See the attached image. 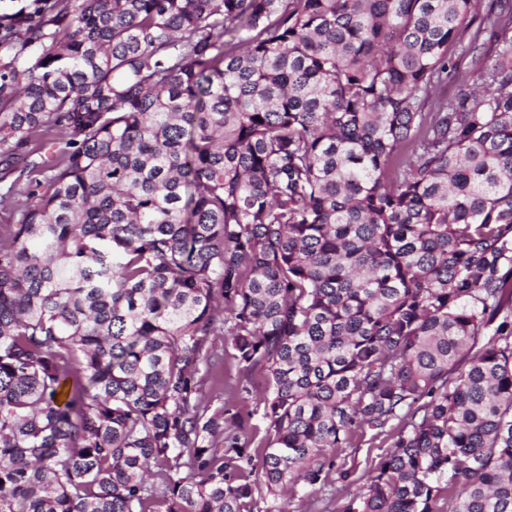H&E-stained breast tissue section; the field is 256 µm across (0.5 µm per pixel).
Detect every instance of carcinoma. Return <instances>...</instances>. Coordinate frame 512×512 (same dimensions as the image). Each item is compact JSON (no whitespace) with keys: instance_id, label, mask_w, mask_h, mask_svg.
<instances>
[{"instance_id":"cac0c4a2","label":"carcinoma","mask_w":512,"mask_h":512,"mask_svg":"<svg viewBox=\"0 0 512 512\" xmlns=\"http://www.w3.org/2000/svg\"><path fill=\"white\" fill-rule=\"evenodd\" d=\"M0 51V512H512V0H29ZM25 200L26 197L23 194L14 195L12 193L9 195L6 188L2 186V188H0V225L14 224L16 218V210L18 206ZM360 448H342L341 457L346 456L347 464H354L357 467V475L368 473L377 466L381 458L386 454V448L391 440L379 437L371 439L368 433L362 440Z\"/></svg>"}]
</instances>
